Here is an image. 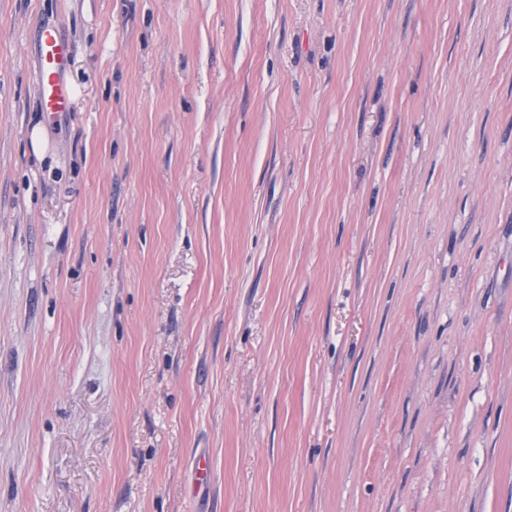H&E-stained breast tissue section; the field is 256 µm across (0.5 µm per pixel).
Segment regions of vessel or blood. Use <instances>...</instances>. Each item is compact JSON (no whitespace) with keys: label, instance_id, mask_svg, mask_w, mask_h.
I'll use <instances>...</instances> for the list:
<instances>
[{"label":"vessel or blood","instance_id":"1","mask_svg":"<svg viewBox=\"0 0 512 512\" xmlns=\"http://www.w3.org/2000/svg\"><path fill=\"white\" fill-rule=\"evenodd\" d=\"M40 77L36 93L46 112L58 114L70 111L73 91L63 74L68 66L71 49L57 28L41 27L37 39Z\"/></svg>","mask_w":512,"mask_h":512}]
</instances>
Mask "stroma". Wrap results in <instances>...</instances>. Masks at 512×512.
<instances>
[{
	"instance_id": "35a3bbf8",
	"label": "stroma",
	"mask_w": 512,
	"mask_h": 512,
	"mask_svg": "<svg viewBox=\"0 0 512 512\" xmlns=\"http://www.w3.org/2000/svg\"><path fill=\"white\" fill-rule=\"evenodd\" d=\"M0 512H512V0H0ZM37 55L40 77L36 93L45 112H70L74 94L64 81L63 74L71 57V49L57 28L43 26L39 29Z\"/></svg>"
}]
</instances>
